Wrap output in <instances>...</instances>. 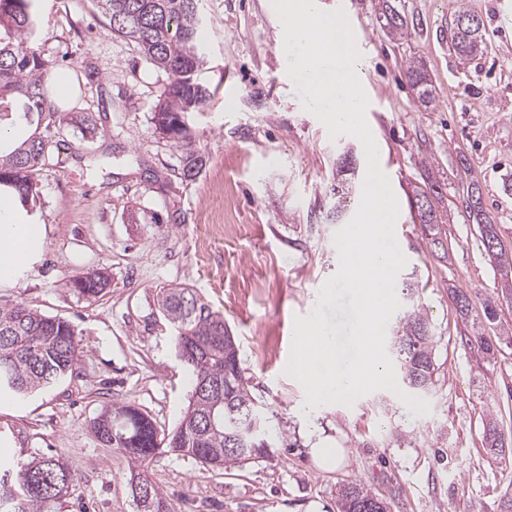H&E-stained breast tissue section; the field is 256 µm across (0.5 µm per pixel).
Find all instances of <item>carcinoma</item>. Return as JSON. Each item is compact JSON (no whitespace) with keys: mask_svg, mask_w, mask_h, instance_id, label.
<instances>
[{"mask_svg":"<svg viewBox=\"0 0 512 512\" xmlns=\"http://www.w3.org/2000/svg\"><path fill=\"white\" fill-rule=\"evenodd\" d=\"M200 0H97L109 20V30L135 44L140 56L164 72L169 82L164 99L151 117L156 130L172 140L182 152V175L194 179L204 159L192 141L185 114L207 106L214 96L194 75L203 66ZM474 14L460 6L454 13L451 45L462 58H473L487 50L482 27L461 26ZM381 28L393 40L409 35L406 18L383 0L379 15ZM0 108L8 100H23L27 121L37 117L42 132L34 133L9 154L0 155V189L16 192L20 205L32 212L38 197L35 175L46 166L62 164L55 154L48 132L66 123L86 131L95 130L92 114L66 116L57 111L45 88L47 64L27 47L38 22L30 12V0H0ZM405 77L416 90L419 102L430 107L435 101L432 79L424 64L413 59ZM428 203L420 223L437 227L442 214L434 205L438 184L431 180L416 194ZM469 219L480 228V242L490 261L501 269L512 268V251L499 237L497 225L484 210L463 206ZM109 286V277L99 269L88 270L72 280V287L88 299L100 297ZM161 309L178 331L176 348L192 375V396L179 424L159 433L153 421L138 409L115 403L94 422V433L104 445L144 461L161 449L179 441L175 452L189 455L205 467L231 469L268 452L265 435H248L247 416L263 418L249 384L240 368L236 344L224 346V317L212 310L189 287L162 292ZM81 354L73 325L45 316L17 304L0 311V396L24 397L46 389L73 371ZM392 355L403 377L422 391L435 373L433 331L423 309L410 303L398 318L392 336ZM484 438L491 452L512 447L497 420L484 424ZM69 466L55 456L35 457L28 462L0 461V512H50L52 505L76 487ZM144 496L133 499L136 512H173L166 497L147 477L140 481ZM339 512H387V504L356 482L337 491Z\"/></svg>","mask_w":512,"mask_h":512,"instance_id":"cac0c4a2","label":"carcinoma"}]
</instances>
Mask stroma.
I'll list each match as a JSON object with an SVG mask.
<instances>
[{"instance_id":"obj_1","label":"stroma","mask_w":512,"mask_h":512,"mask_svg":"<svg viewBox=\"0 0 512 512\" xmlns=\"http://www.w3.org/2000/svg\"><path fill=\"white\" fill-rule=\"evenodd\" d=\"M392 2L410 25L401 41L382 31L379 0H319L325 11L343 10L364 35L366 119L400 207L396 236L407 264L398 278L414 281L434 335L425 415L388 390L314 408L286 372L295 316L321 307L337 343L350 337V295L322 307L318 292L339 265V226L327 218L337 164L349 151L357 162L343 202L348 221L366 158L357 138H330L303 109L271 0L200 2L206 64L196 78L215 95L186 117L206 159L191 181L181 174L180 150L151 122L166 74L107 31L96 0H31L39 29L29 48L50 70L75 73L79 94L70 109L92 113L97 125L87 135L64 128L63 167L36 176L32 217L46 228L41 259L0 288V309L23 303L70 321L83 348L72 376L0 407V434L12 440L0 446L1 459L52 451L76 474L77 493L55 512H136L128 486L135 472L149 475L176 512H337V489L351 481L382 498L388 512H500L512 496V452L490 454L483 432L491 414L512 435V296L502 294V275L461 206L479 185L512 250V0H472L488 44L472 60L460 59L448 39L458 0ZM411 58L432 78V107L420 105L404 76ZM428 176L449 218L436 247L413 208V190ZM134 203L145 223H127ZM96 267L111 286L101 298L82 297L70 281ZM185 286L223 315L264 407L267 455L231 471L173 452L141 463L91 429L115 402L165 430L183 416L191 385L177 330L157 300L161 289ZM461 289L470 298L464 318L454 299ZM489 301L499 314L492 323L484 315ZM481 336L497 338L494 354L480 348ZM319 445L345 449L344 461L319 468L310 454Z\"/></svg>"}]
</instances>
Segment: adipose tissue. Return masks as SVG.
Returning <instances> with one entry per match:
<instances>
[{
	"instance_id": "obj_1",
	"label": "adipose tissue",
	"mask_w": 512,
	"mask_h": 512,
	"mask_svg": "<svg viewBox=\"0 0 512 512\" xmlns=\"http://www.w3.org/2000/svg\"><path fill=\"white\" fill-rule=\"evenodd\" d=\"M44 241V225L29 223L12 196L0 194V287L13 285L33 268Z\"/></svg>"
}]
</instances>
